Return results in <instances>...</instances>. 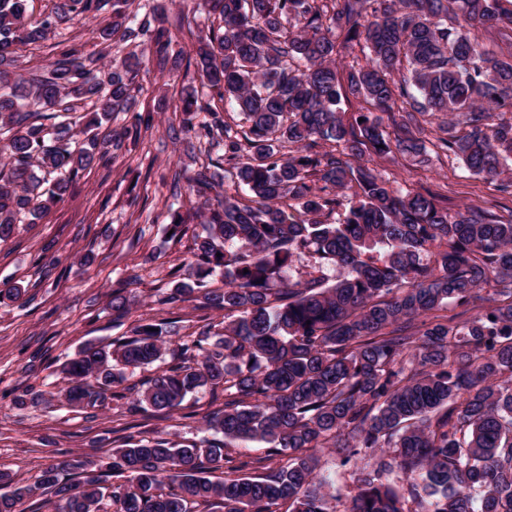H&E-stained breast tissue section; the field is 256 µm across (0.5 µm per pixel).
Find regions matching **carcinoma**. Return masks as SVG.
<instances>
[{
	"instance_id": "1",
	"label": "carcinoma",
	"mask_w": 512,
	"mask_h": 512,
	"mask_svg": "<svg viewBox=\"0 0 512 512\" xmlns=\"http://www.w3.org/2000/svg\"><path fill=\"white\" fill-rule=\"evenodd\" d=\"M28 2L0 0V241L154 127L153 113L133 110L142 69L189 79L169 127L186 158L171 192L184 178L194 200L170 230L202 232L157 303L197 300L222 320L181 336L172 320L140 319L61 372L79 409L119 397L130 417L168 415L205 390L224 404L205 418L215 438L199 444L122 437L118 512H512V220L451 211L360 164L428 155L418 116L440 113L438 148L473 175H508L499 189L512 190V0H203L214 19L188 53L173 49L188 14L158 0H50L38 15ZM77 18L96 22L99 50L52 42ZM477 23L506 48L489 49ZM46 45L44 65L20 53ZM355 45L365 64L344 75L339 59ZM352 98L367 111L346 116ZM228 106L247 129L225 120ZM116 112L121 130L102 129ZM334 267L344 275L329 284ZM217 276L224 287H210ZM125 289L112 285L117 320L131 312ZM450 304L458 312L443 314ZM153 364L126 383L125 370ZM238 441L270 454L237 464ZM322 448L335 449L347 492L321 473ZM279 455L286 463L268 472ZM106 478L49 467L39 485L0 494V512H26L40 489L54 512H101Z\"/></svg>"
}]
</instances>
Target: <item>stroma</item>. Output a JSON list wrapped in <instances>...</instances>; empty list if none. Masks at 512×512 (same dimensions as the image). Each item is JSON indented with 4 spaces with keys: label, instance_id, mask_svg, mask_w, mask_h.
Masks as SVG:
<instances>
[{
    "label": "stroma",
    "instance_id": "stroma-1",
    "mask_svg": "<svg viewBox=\"0 0 512 512\" xmlns=\"http://www.w3.org/2000/svg\"><path fill=\"white\" fill-rule=\"evenodd\" d=\"M149 92L138 111H153L151 135L117 158L111 168L82 177L57 208L33 224L21 225L0 242V283L21 282L35 288V303L0 300V471L12 483L34 484L47 466L86 454L108 462L129 419L122 401L88 415L67 405L66 386L56 362L89 342H109L122 335L112 320L108 294L114 281L127 280L134 298L131 319L165 318L153 303L173 278L192 245L190 237L170 238L174 211L188 208L187 197L171 196L168 183L181 149L167 132L168 113L160 98L177 100L185 84L181 73H147ZM373 167L394 187H422L444 195L451 208L493 207L512 212V195L494 183L469 174L456 159L429 154L425 163L396 153L377 157ZM137 205H129L130 197ZM59 257L64 276L41 280L35 265L41 252ZM209 392L187 398L169 418L142 419L137 431L149 439L160 434L174 440L208 437L204 416L218 409Z\"/></svg>",
    "mask_w": 512,
    "mask_h": 512
}]
</instances>
